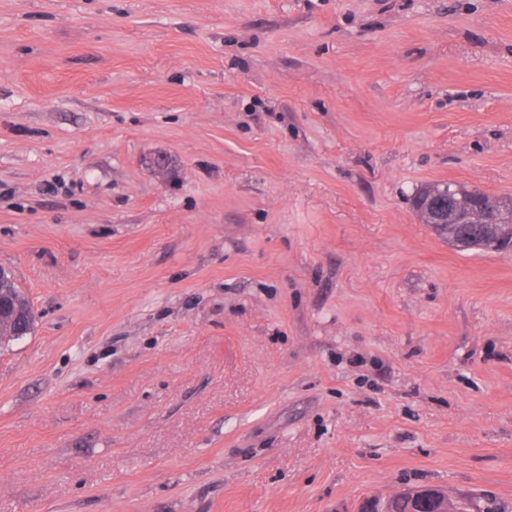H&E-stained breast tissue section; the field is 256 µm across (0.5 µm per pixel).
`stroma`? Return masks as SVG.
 Segmentation results:
<instances>
[{"label":"stroma","instance_id":"35a3bbf8","mask_svg":"<svg viewBox=\"0 0 512 512\" xmlns=\"http://www.w3.org/2000/svg\"><path fill=\"white\" fill-rule=\"evenodd\" d=\"M443 181L512 197V0H0V512L512 505V251ZM470 196V206L467 213L460 216L461 224H454L455 215L448 211L456 209L457 199L453 191H449L447 196L435 194L429 198L423 199L419 203V208L423 209L429 221L423 224H443L448 215V232H443L438 228L436 231L448 239V244L452 245L454 239L462 246L456 245L460 250H475L478 252H488V244L480 235V228L485 239L489 240L490 252H502L505 246L511 249L512 237V216L511 213H502L496 209H488L483 205L482 196L485 194L479 187H470L468 189ZM508 240V241H507ZM502 249V250H501ZM399 491V492H398ZM398 494L412 496V498H418L417 502L424 501V497L428 496L430 498V504L432 506L431 510L433 512H456L457 509L455 507L454 501L448 496V493L439 488H433L428 491L427 494L423 492L416 493L412 492L408 488L403 490H397Z\"/></svg>","mask_w":512,"mask_h":512}]
</instances>
